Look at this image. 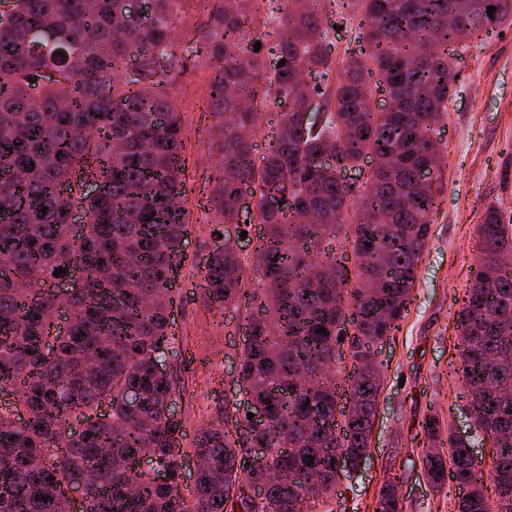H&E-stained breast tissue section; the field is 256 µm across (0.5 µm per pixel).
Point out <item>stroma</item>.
<instances>
[{"label":"stroma","instance_id":"1","mask_svg":"<svg viewBox=\"0 0 512 512\" xmlns=\"http://www.w3.org/2000/svg\"><path fill=\"white\" fill-rule=\"evenodd\" d=\"M203 0H187L174 41L176 80L171 89L184 138L186 208L191 225L189 260L178 278L180 304L172 330L179 346L165 368L174 380L173 406L191 448L200 429L232 411L239 397L235 367L243 344V311L211 306L194 260L218 246L211 195L212 168L219 159L211 144L215 116L205 106L211 73L188 48L203 21ZM458 94L447 118L435 126L447 182L437 199L430 239L419 264L407 313L379 345L384 367L367 455L343 478L333 505L310 512H376L384 482H394L402 512H457L455 481L433 487L422 456L430 441L428 416L443 427L474 435L461 382L457 314L477 265V226L487 205L512 222V18L491 28L451 57Z\"/></svg>","mask_w":512,"mask_h":512}]
</instances>
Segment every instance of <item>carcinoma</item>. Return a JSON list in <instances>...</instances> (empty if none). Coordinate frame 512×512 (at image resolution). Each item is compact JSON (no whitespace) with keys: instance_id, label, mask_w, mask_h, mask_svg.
Segmentation results:
<instances>
[{"instance_id":"obj_1","label":"carcinoma","mask_w":512,"mask_h":512,"mask_svg":"<svg viewBox=\"0 0 512 512\" xmlns=\"http://www.w3.org/2000/svg\"><path fill=\"white\" fill-rule=\"evenodd\" d=\"M152 2L143 19L126 0H12L0 13V388L15 396L0 407V512H73V490L81 512H255V487L278 512H300L309 481L335 499L348 473L338 462L356 466L367 452L383 384L375 351L407 311L445 181L431 132L457 85L443 48L512 14V0H331L359 31V53L341 59L333 86L318 0H270L281 27L272 46L253 36L256 0H227L197 31L196 56L215 72L206 105L218 117L217 223L234 221L231 204L248 189L260 227L251 261L226 244L205 258L202 290L213 306L245 308L238 374L248 399L233 417L264 406L251 445L267 453L240 468L238 437L210 423L193 442L206 465L188 499L174 386L157 370L175 351L173 285L189 227L183 126L163 90L176 79L178 11ZM304 72L315 78L307 87ZM374 76L384 112L373 107ZM307 96L331 106L317 118ZM270 100L278 131L258 159L253 133ZM325 152L334 166L309 164ZM366 156L373 171L354 186L345 174ZM82 167L93 195L74 181ZM286 189L294 206H271ZM477 238L457 317L461 373L476 431L498 448L485 469L430 416L429 440L450 455L427 448L422 462L434 486L456 482L459 512H512V230L495 206ZM61 310L62 335L52 321ZM349 326L342 405L336 364ZM145 448L166 481L129 465ZM400 508L384 483L377 512Z\"/></svg>"}]
</instances>
